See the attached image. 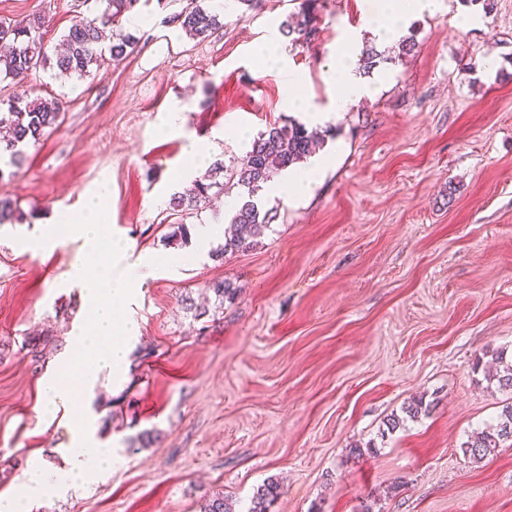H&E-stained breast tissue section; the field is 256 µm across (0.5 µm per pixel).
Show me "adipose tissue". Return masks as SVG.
I'll use <instances>...</instances> for the list:
<instances>
[{"label":"adipose tissue","mask_w":512,"mask_h":512,"mask_svg":"<svg viewBox=\"0 0 512 512\" xmlns=\"http://www.w3.org/2000/svg\"><path fill=\"white\" fill-rule=\"evenodd\" d=\"M438 0H384L376 21L377 34L395 31L411 15L434 12ZM336 84L335 111H344L364 95L371 93L369 83L362 80L347 64L344 56H337L336 67L330 74ZM70 442L64 453L68 467L52 471L39 459L29 460L19 476V491L11 496H0V512H30L33 503L88 484L94 474L112 466L111 448L100 444L89 422L78 420L69 426Z\"/></svg>","instance_id":"adipose-tissue-1"}]
</instances>
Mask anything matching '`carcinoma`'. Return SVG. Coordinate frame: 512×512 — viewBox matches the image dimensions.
Here are the masks:
<instances>
[{
  "mask_svg": "<svg viewBox=\"0 0 512 512\" xmlns=\"http://www.w3.org/2000/svg\"><path fill=\"white\" fill-rule=\"evenodd\" d=\"M103 12L91 19L72 25L63 35L62 49L55 52L44 42L42 29L45 21L34 15L24 24L0 20V81L23 79L31 72L52 63L59 74L82 79L90 75V66L106 61H119L130 54L136 38L116 27L120 17L133 7L137 0H104ZM320 0H301L298 12L287 17L280 25V32L295 45H308L317 34ZM170 22L179 26L191 38L204 41L211 38L222 24L218 15L207 5V0H190L189 4L174 14ZM387 57L373 45L362 48L359 66L370 73ZM62 107L58 98L12 96L7 100V111L0 113V125L9 129V136L0 139V165L20 166L26 157L25 148L40 143L46 130L59 124ZM315 137L306 124L291 119L283 125L274 123L260 132L240 165L232 170L229 179L244 189L245 198L235 208L230 219V229L224 233V246L218 254L246 250L256 246L272 224L271 211H262L254 201L259 191L288 168L311 157L315 151ZM224 190L217 181H196L186 194H174L169 202L178 212L199 210L209 202V192L214 187ZM23 212L17 203L0 199V224L22 220ZM496 372L487 381L497 389L512 392V361L506 354L496 353ZM512 447V405L502 409L496 421L472 433L463 443L464 453L479 462L498 449ZM279 484L270 482L253 497L248 512H267L270 503L279 494Z\"/></svg>",
  "mask_w": 512,
  "mask_h": 512,
  "instance_id": "1",
  "label": "carcinoma"
}]
</instances>
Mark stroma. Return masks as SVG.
<instances>
[{
  "mask_svg": "<svg viewBox=\"0 0 512 512\" xmlns=\"http://www.w3.org/2000/svg\"><path fill=\"white\" fill-rule=\"evenodd\" d=\"M299 3L212 0L222 27L199 42L170 22L187 0H137L122 18L137 40L126 59L84 79L33 73L34 94L57 96L65 117L0 176V198L27 215L0 225V495L29 457L58 465L83 415L111 470L33 512H201L218 495L246 512L271 480L269 512H512V447L478 463L461 449L507 398L482 367L512 352V0L489 13L439 0L411 16L400 34L415 52L332 113L312 191L290 194L281 175L258 194L274 220L256 247L221 251L238 187L196 216L169 207L214 162L238 166L269 124L303 119L261 47H284L296 93L322 108L339 50L355 61L366 41L392 47L371 33L379 0H323L315 40L292 47L280 25ZM102 9L0 0V19L45 16L53 45ZM190 138L207 140L204 158L185 157ZM100 191L126 262L151 252L173 264L125 306L138 334L124 378L104 372L49 413L42 384L88 316L67 284L83 248L72 233L37 255L26 241ZM181 223L191 234L173 240ZM203 224L221 228L205 244ZM218 281L233 300L218 302ZM418 399L426 412L406 418Z\"/></svg>",
  "mask_w": 512,
  "mask_h": 512,
  "instance_id": "35a3bbf8",
  "label": "stroma"
}]
</instances>
